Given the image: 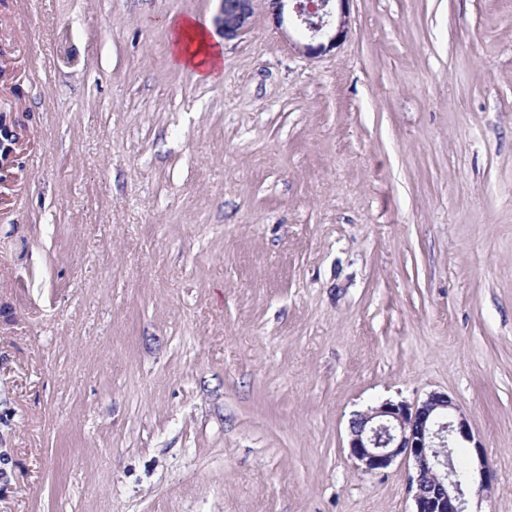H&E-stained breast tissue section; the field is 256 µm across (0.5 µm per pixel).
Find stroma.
I'll return each mask as SVG.
<instances>
[{
    "mask_svg": "<svg viewBox=\"0 0 512 512\" xmlns=\"http://www.w3.org/2000/svg\"><path fill=\"white\" fill-rule=\"evenodd\" d=\"M218 8L0 0V512H410L349 422L433 392L512 512V0H257L207 83ZM351 0H269L271 15L280 28H293L306 42L295 49L314 57L330 52L346 37ZM172 62L176 67L194 72L197 79L211 82L223 73L224 45L215 40L209 28L192 16L168 20Z\"/></svg>",
    "mask_w": 512,
    "mask_h": 512,
    "instance_id": "35a3bbf8",
    "label": "stroma"
}]
</instances>
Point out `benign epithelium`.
Listing matches in <instances>:
<instances>
[{"instance_id":"benign-epithelium-1","label":"benign epithelium","mask_w":512,"mask_h":512,"mask_svg":"<svg viewBox=\"0 0 512 512\" xmlns=\"http://www.w3.org/2000/svg\"><path fill=\"white\" fill-rule=\"evenodd\" d=\"M215 26L226 39L243 33L254 14V0H219ZM350 0H269L271 15L281 28L301 33L298 52L314 57L336 48L349 28ZM19 143L8 131L0 139V168ZM349 456L366 473L378 474L397 458L413 464L409 478L411 512H469L472 490L490 488L491 471L484 448L474 454L458 475L450 448L473 443L469 424L453 400L434 392L417 406L385 401L357 413L349 425Z\"/></svg>"}]
</instances>
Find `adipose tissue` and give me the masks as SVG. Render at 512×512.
<instances>
[{
  "label": "adipose tissue",
  "instance_id": "adipose-tissue-1",
  "mask_svg": "<svg viewBox=\"0 0 512 512\" xmlns=\"http://www.w3.org/2000/svg\"><path fill=\"white\" fill-rule=\"evenodd\" d=\"M172 62L176 67L193 71L196 78L210 82L223 73L224 46L208 28L193 17H170Z\"/></svg>",
  "mask_w": 512,
  "mask_h": 512
}]
</instances>
